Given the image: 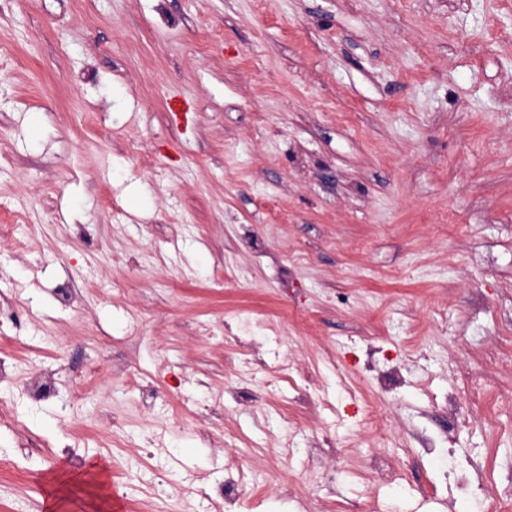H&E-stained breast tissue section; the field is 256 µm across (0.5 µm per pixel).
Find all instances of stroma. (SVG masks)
<instances>
[{"label": "stroma", "mask_w": 512, "mask_h": 512, "mask_svg": "<svg viewBox=\"0 0 512 512\" xmlns=\"http://www.w3.org/2000/svg\"><path fill=\"white\" fill-rule=\"evenodd\" d=\"M19 213L0 296L38 304L0 310V355L57 370V394L0 384L27 425L0 428V512H204L242 460L234 512L373 491L480 512L450 499L453 466L512 497V0H12L0 225ZM93 350L112 373L87 383ZM325 429L341 453L317 469ZM236 473V479L232 478L229 471L214 479L211 500L221 499L230 504L236 501L239 489L245 486L248 478V473L242 468L236 467Z\"/></svg>", "instance_id": "1"}]
</instances>
